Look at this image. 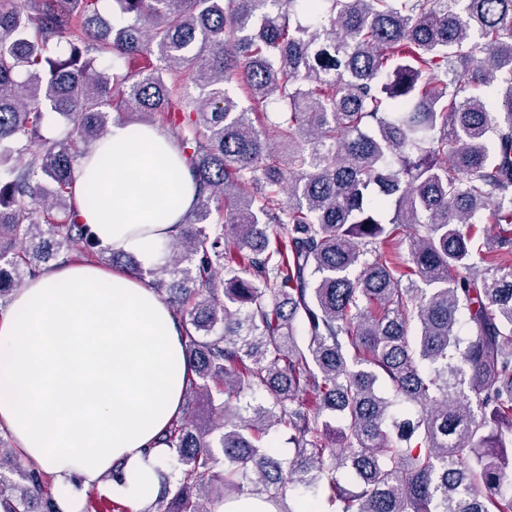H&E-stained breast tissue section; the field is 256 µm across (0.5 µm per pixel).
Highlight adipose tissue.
I'll return each mask as SVG.
<instances>
[{"instance_id":"adipose-tissue-1","label":"adipose tissue","mask_w":512,"mask_h":512,"mask_svg":"<svg viewBox=\"0 0 512 512\" xmlns=\"http://www.w3.org/2000/svg\"><path fill=\"white\" fill-rule=\"evenodd\" d=\"M102 208L80 205L99 246L161 265L165 244L195 198L174 139L150 125L113 126L79 161ZM190 370L171 307L128 274L63 263L27 282L0 314V432L53 478L61 512H84L73 480L101 486L115 463L113 496L150 501L169 457L156 439L181 414Z\"/></svg>"}]
</instances>
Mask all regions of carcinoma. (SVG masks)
<instances>
[{
  "label": "carcinoma",
  "mask_w": 512,
  "mask_h": 512,
  "mask_svg": "<svg viewBox=\"0 0 512 512\" xmlns=\"http://www.w3.org/2000/svg\"><path fill=\"white\" fill-rule=\"evenodd\" d=\"M98 3L0 0V312L62 255L142 275L77 222L78 160L114 112L178 129L198 194L147 287L200 411L156 512H512V0ZM50 487L0 437V512ZM220 512H272L271 507L251 496H242L224 502Z\"/></svg>",
  "instance_id": "cac0c4a2"
}]
</instances>
